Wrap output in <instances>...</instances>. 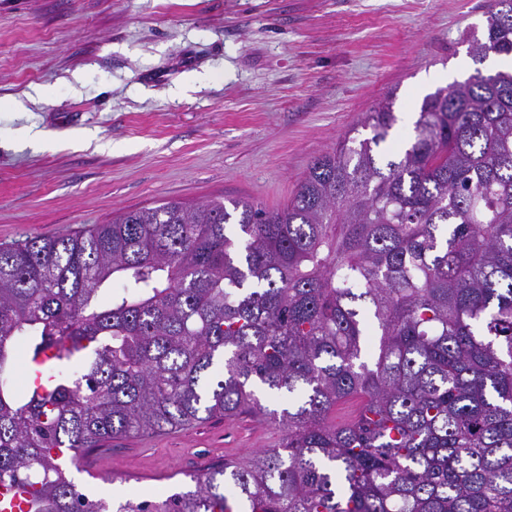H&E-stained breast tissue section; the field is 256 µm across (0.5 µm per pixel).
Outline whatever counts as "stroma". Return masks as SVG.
Masks as SVG:
<instances>
[{"label":"stroma","mask_w":512,"mask_h":512,"mask_svg":"<svg viewBox=\"0 0 512 512\" xmlns=\"http://www.w3.org/2000/svg\"><path fill=\"white\" fill-rule=\"evenodd\" d=\"M492 0H0V245L167 200L282 207L314 158L391 99L380 149L475 69ZM248 416L115 438L106 470L60 463L106 502L180 491L279 442Z\"/></svg>","instance_id":"1"}]
</instances>
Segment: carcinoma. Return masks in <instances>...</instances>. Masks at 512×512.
Here are the masks:
<instances>
[{
    "label": "carcinoma",
    "instance_id": "1",
    "mask_svg": "<svg viewBox=\"0 0 512 512\" xmlns=\"http://www.w3.org/2000/svg\"><path fill=\"white\" fill-rule=\"evenodd\" d=\"M495 4L478 64L512 58ZM395 122L380 103L281 208L165 201L0 247V486L108 512L55 449L247 413L279 447L117 512H512V71L427 95L383 165ZM19 342L47 385L17 389Z\"/></svg>",
    "mask_w": 512,
    "mask_h": 512
}]
</instances>
